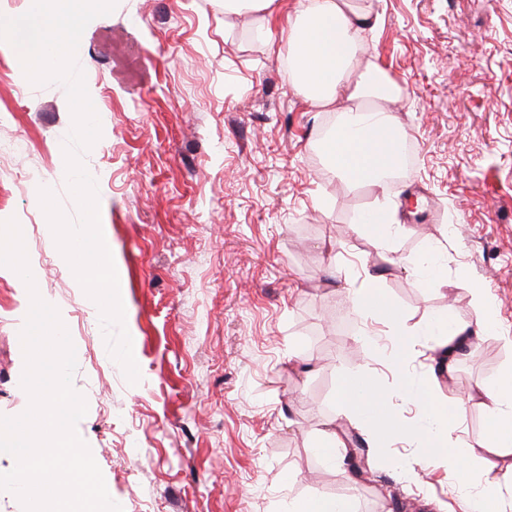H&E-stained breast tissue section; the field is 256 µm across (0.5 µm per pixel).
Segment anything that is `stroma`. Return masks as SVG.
Wrapping results in <instances>:
<instances>
[{
  "label": "stroma",
  "mask_w": 512,
  "mask_h": 512,
  "mask_svg": "<svg viewBox=\"0 0 512 512\" xmlns=\"http://www.w3.org/2000/svg\"><path fill=\"white\" fill-rule=\"evenodd\" d=\"M278 15H228L224 0H117L77 50L101 124L84 152L99 176L100 221L119 276L141 379L109 355L96 304L59 252L37 190L71 220L64 171L73 125L64 86L28 83L0 42V221L21 224L40 296L84 351L73 377L88 411L77 431L123 512H288L293 498H347L355 512H436L459 506L452 478L417 471L413 449L379 458L372 436L336 402L345 372L383 383L387 328L362 320L347 289L371 265L406 315L476 318L467 280L482 281L496 332L462 355L435 393L452 400L512 366V0H358L379 18L365 36L398 84L397 114L413 159L390 184L399 227L384 247L358 231L382 191L340 180L318 143L329 112L308 108L268 40ZM448 285L418 275L429 250ZM30 302L0 266V415L29 404L20 385V331ZM374 334L376 348L357 343ZM358 437L365 467H331L320 432ZM415 469L414 480L398 474Z\"/></svg>",
  "instance_id": "stroma-1"
}]
</instances>
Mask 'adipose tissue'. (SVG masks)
Instances as JSON below:
<instances>
[{
    "instance_id": "1",
    "label": "adipose tissue",
    "mask_w": 512,
    "mask_h": 512,
    "mask_svg": "<svg viewBox=\"0 0 512 512\" xmlns=\"http://www.w3.org/2000/svg\"><path fill=\"white\" fill-rule=\"evenodd\" d=\"M374 25L370 13L356 9L352 0H299L284 45L293 60L290 83L302 89L312 109L338 113V123L323 145L332 168L349 185L368 181L385 189L398 162L401 129L391 105L400 89L365 41V31ZM343 99L348 108L337 110ZM467 286L477 306L474 324L446 314L422 329L448 371L463 350L474 346L475 336L497 322L482 283L471 280ZM348 295L361 319H378L387 326L391 348L386 359L393 382L386 386L368 369H353L341 380L338 405L364 426L384 454L404 442L416 448L421 471L450 472L462 512H503L494 464L468 449L459 428L469 408L480 407L486 418L485 448L512 454V366L492 385L450 403L437 400L431 395L432 378L413 379L406 367L413 339L404 328L401 308L381 290L378 276L364 272L361 280L352 282ZM397 399L419 407L418 417L409 422L397 417Z\"/></svg>"
}]
</instances>
